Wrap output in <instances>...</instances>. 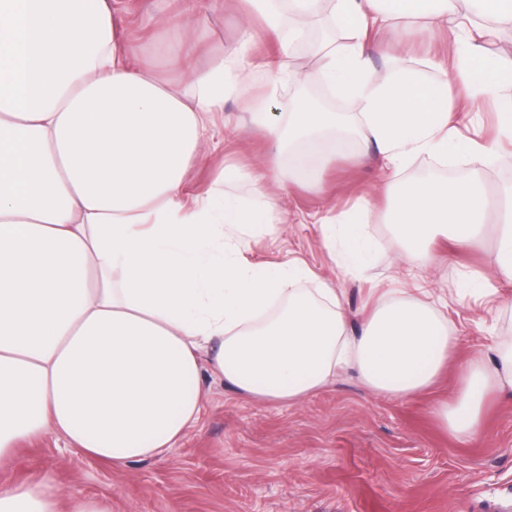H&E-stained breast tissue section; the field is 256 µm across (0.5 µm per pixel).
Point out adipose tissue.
Returning <instances> with one entry per match:
<instances>
[{
	"mask_svg": "<svg viewBox=\"0 0 512 512\" xmlns=\"http://www.w3.org/2000/svg\"><path fill=\"white\" fill-rule=\"evenodd\" d=\"M282 47L322 14L344 43L315 56L324 85L350 118L302 98L271 125L277 149L260 169L224 167L218 182H248L250 199L221 189L186 205L182 188L226 96L256 71L287 73L282 57L254 67V32L204 69L188 31L182 90L136 71L116 36L112 0H0V461L49 432L115 467L167 453L196 423L202 372L238 392L300 400L355 364L373 391L408 398L447 368L453 334L422 301L380 292L351 335L336 289L305 264L240 261L244 235L281 223L266 180L319 184L339 151L338 125L398 166L421 155L493 164V148L456 133L459 113L492 105L512 141V61L488 54L490 21L512 23V0H246ZM447 31L446 55L371 67L372 35L408 36L410 22ZM407 269L432 263L439 239L460 246L496 231V263L512 280V186L492 205L472 176L435 177L399 191L389 214ZM374 214L357 203L320 225L342 275L373 253ZM313 282L311 291L296 289ZM512 389V343L474 353L437 417L459 441L479 431L492 392ZM60 495L46 482L0 485V512H109L100 500Z\"/></svg>",
	"mask_w": 512,
	"mask_h": 512,
	"instance_id": "adipose-tissue-1",
	"label": "adipose tissue"
}]
</instances>
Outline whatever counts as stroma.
<instances>
[{
  "instance_id": "stroma-1",
  "label": "stroma",
  "mask_w": 512,
  "mask_h": 512,
  "mask_svg": "<svg viewBox=\"0 0 512 512\" xmlns=\"http://www.w3.org/2000/svg\"><path fill=\"white\" fill-rule=\"evenodd\" d=\"M118 34L136 50L137 62L161 78L179 83L175 65L158 46L177 24H186L197 45L199 67H207L241 35L243 17L236 0H216L209 10L189 14L186 0H119ZM380 47L372 66L383 70L426 54L444 53L445 33L416 28L408 39L376 33ZM283 54L306 78L318 69L311 50L282 49L274 34L257 31L254 63ZM461 126H477L478 139L498 148L494 167L474 170L449 161L454 176L478 174L489 190L512 184V146L497 143L493 112L460 116ZM275 145L261 130L236 125L209 129L183 191L186 203L206 196L224 163L254 167ZM349 142L326 170L320 185L268 184L282 201V221L247 236L243 258L252 264L303 261L337 288L348 324L359 328L374 307L376 287L390 288L425 302H438L455 333L454 362L427 392L412 399L373 393L355 367L314 395L296 402L261 400L237 392L223 380L205 377L199 420L165 455L122 468L78 453L62 435L20 443L0 464V484L49 481L62 496L79 494L108 501L111 512H512V393L493 395L483 426L460 444L434 415L458 386V366L493 337L512 336V319L497 316L484 300L459 299V276L483 274L496 288V303L512 301V283L495 263L496 235L483 245L463 248L437 241L435 263L407 272L388 221L392 193L418 184L433 160L421 156L401 170L377 157L366 165ZM375 206L377 252L360 275L342 276L319 230L331 211L361 199Z\"/></svg>"
}]
</instances>
